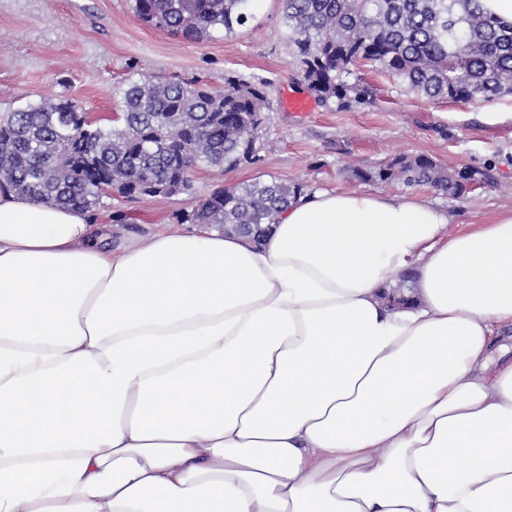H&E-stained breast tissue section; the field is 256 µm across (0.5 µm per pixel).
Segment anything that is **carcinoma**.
<instances>
[{"mask_svg": "<svg viewBox=\"0 0 512 512\" xmlns=\"http://www.w3.org/2000/svg\"><path fill=\"white\" fill-rule=\"evenodd\" d=\"M251 0H134L146 22L201 41L217 29L230 35L247 24ZM289 42L317 97L345 108L374 103L369 88L350 82L359 62L388 73L427 99L485 102L512 95V25L481 0H282ZM121 123L89 126L70 98L44 100L0 121V184L16 194L86 213L105 191L138 187L150 199L192 189L197 166L232 170L259 152L262 90L234 79L214 91L197 82L131 81L122 92ZM381 184H429L459 199L489 171L448 172L426 156L400 155L384 167L351 169ZM304 193L277 180L232 184L199 201L192 224L263 238L261 225Z\"/></svg>", "mask_w": 512, "mask_h": 512, "instance_id": "obj_1", "label": "carcinoma"}]
</instances>
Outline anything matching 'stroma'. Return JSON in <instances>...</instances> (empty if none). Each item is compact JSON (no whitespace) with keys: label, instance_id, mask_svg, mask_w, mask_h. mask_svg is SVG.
<instances>
[{"label":"stroma","instance_id":"35a3bbf8","mask_svg":"<svg viewBox=\"0 0 512 512\" xmlns=\"http://www.w3.org/2000/svg\"><path fill=\"white\" fill-rule=\"evenodd\" d=\"M133 0H0V115L47 98H70L98 123L120 111V90L131 79L197 81L220 91L225 77L265 80L266 108L255 163L224 172L200 167L193 188L161 201L105 199L93 223L117 225L114 242L146 238L182 224L199 199L217 188L255 180L304 184L306 190H346L424 197L448 211L450 231L488 223L512 208V96L471 103L428 100L387 73L360 63L375 102L345 109L312 102L291 111L286 98L309 95L289 48L281 0H252L249 22L235 34L212 32L200 41L160 30L139 17ZM399 154L431 157L448 169L490 171L493 180L452 200L426 186L378 184L352 177L348 164L383 166Z\"/></svg>","mask_w":512,"mask_h":512}]
</instances>
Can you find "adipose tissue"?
<instances>
[{
    "label": "adipose tissue",
    "mask_w": 512,
    "mask_h": 512,
    "mask_svg": "<svg viewBox=\"0 0 512 512\" xmlns=\"http://www.w3.org/2000/svg\"><path fill=\"white\" fill-rule=\"evenodd\" d=\"M451 222L315 191L115 249L0 191V512H512V209Z\"/></svg>",
    "instance_id": "1"
}]
</instances>
